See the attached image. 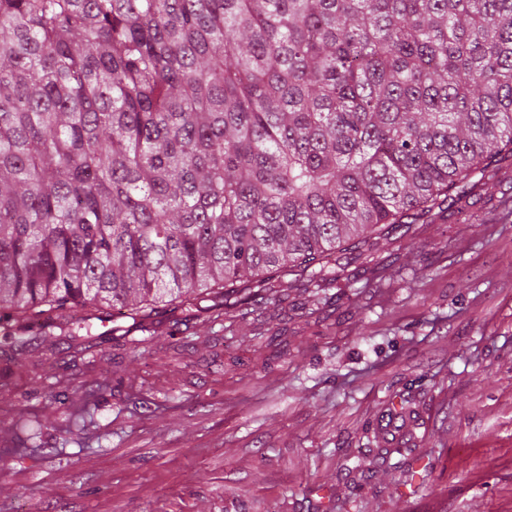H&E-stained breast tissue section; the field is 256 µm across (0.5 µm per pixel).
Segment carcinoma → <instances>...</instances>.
I'll use <instances>...</instances> for the list:
<instances>
[{
    "instance_id": "carcinoma-1",
    "label": "carcinoma",
    "mask_w": 512,
    "mask_h": 512,
    "mask_svg": "<svg viewBox=\"0 0 512 512\" xmlns=\"http://www.w3.org/2000/svg\"><path fill=\"white\" fill-rule=\"evenodd\" d=\"M509 160L512 0H0V338L134 349L290 275L315 314Z\"/></svg>"
}]
</instances>
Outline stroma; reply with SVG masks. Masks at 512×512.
Instances as JSON below:
<instances>
[{"label": "stroma", "instance_id": "1", "mask_svg": "<svg viewBox=\"0 0 512 512\" xmlns=\"http://www.w3.org/2000/svg\"><path fill=\"white\" fill-rule=\"evenodd\" d=\"M479 194L323 313L292 288L262 324L162 306L134 350L0 354V512H512V167Z\"/></svg>", "mask_w": 512, "mask_h": 512}]
</instances>
